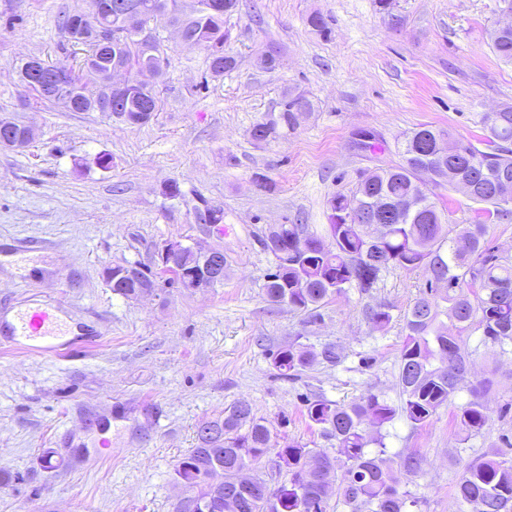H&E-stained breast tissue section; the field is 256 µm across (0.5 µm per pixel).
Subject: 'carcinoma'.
<instances>
[{"instance_id": "cac0c4a2", "label": "carcinoma", "mask_w": 512, "mask_h": 512, "mask_svg": "<svg viewBox=\"0 0 512 512\" xmlns=\"http://www.w3.org/2000/svg\"><path fill=\"white\" fill-rule=\"evenodd\" d=\"M189 13L175 16L186 28L188 44L209 54L213 77L228 75L239 67L229 49L224 16L238 0H193ZM68 41L87 47L79 70L66 63L48 68L66 73L70 93L83 98L98 94L100 72L118 59L126 67L128 87L121 108L112 116L123 123L141 111L145 98L158 108L155 86L140 83L138 75L157 59L138 47L135 31L121 46L97 44L93 36L73 37L69 18L62 22ZM494 53L512 62V27L494 28ZM314 112V103L298 88L285 89L277 110L263 117L255 142L284 139ZM485 145L481 150L449 132L421 125L405 134L400 143L402 162L361 173L348 194L327 201L328 239L305 231L302 224H271L259 242L263 250H279L277 269L266 276L265 296L273 305L286 304L304 313L303 326L323 320L321 309L335 294L358 288L369 292L392 269L423 270L426 279L404 315L405 338L399 351L396 385L399 400L390 402L370 393L348 402L329 400L313 393L304 397L305 415L327 448H311L295 440L283 443L267 422L255 416L251 405L238 400L224 408V416L201 423L196 446L176 466L175 479L193 490L177 512H198L203 502L209 512H406L408 493L399 490L386 450L382 429L398 418L414 428L431 423L440 408L454 403L469 359L463 350L467 331L481 332L482 342L501 350L512 345V255L492 246L491 215L505 217L512 211L499 207L504 184L512 186V105L484 115ZM464 182L469 200L482 205L481 220L451 224L439 208L433 189ZM304 239L310 249L293 250ZM128 273L126 286L113 292L135 299L142 288L155 285L149 268L116 266ZM379 328L391 323L390 306L365 310ZM288 342L270 353L277 377L298 380L315 364L338 366L345 359L340 348L325 343L320 348ZM491 380L470 389V399L456 406L459 430L478 435L487 426L483 396ZM272 463L285 473L273 488L260 464ZM254 470L247 489L237 485L240 470ZM336 504H331V492ZM460 503L475 512H512V452L502 450L492 458L471 462L456 483Z\"/></svg>"}]
</instances>
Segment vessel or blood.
I'll return each instance as SVG.
<instances>
[{
    "label": "vessel or blood",
    "mask_w": 512,
    "mask_h": 512,
    "mask_svg": "<svg viewBox=\"0 0 512 512\" xmlns=\"http://www.w3.org/2000/svg\"><path fill=\"white\" fill-rule=\"evenodd\" d=\"M60 312L59 303L48 302L18 313L16 324L0 333V343L42 354H70L81 342L67 338Z\"/></svg>",
    "instance_id": "1"
}]
</instances>
